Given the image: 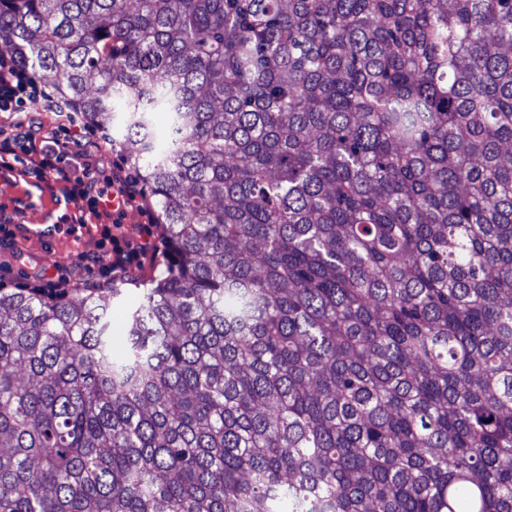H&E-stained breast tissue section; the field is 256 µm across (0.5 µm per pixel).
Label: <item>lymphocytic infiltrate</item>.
<instances>
[{
    "instance_id": "f902f5d3",
    "label": "lymphocytic infiltrate",
    "mask_w": 512,
    "mask_h": 512,
    "mask_svg": "<svg viewBox=\"0 0 512 512\" xmlns=\"http://www.w3.org/2000/svg\"><path fill=\"white\" fill-rule=\"evenodd\" d=\"M35 98L55 113L52 123L28 111V102ZM0 112L15 115L12 129L0 128V174L16 173L38 184L54 182L76 209L69 233L90 223L96 227L97 252L80 258L89 274L87 287L135 275L154 260L158 248L149 233L122 223L127 210L145 206L138 175L105 165V140L47 87L32 81L6 50L0 52Z\"/></svg>"
}]
</instances>
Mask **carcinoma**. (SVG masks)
<instances>
[{"label": "carcinoma", "instance_id": "carcinoma-1", "mask_svg": "<svg viewBox=\"0 0 512 512\" xmlns=\"http://www.w3.org/2000/svg\"><path fill=\"white\" fill-rule=\"evenodd\" d=\"M167 265L0 287V512H512V0H0ZM168 116L167 135L153 114Z\"/></svg>", "mask_w": 512, "mask_h": 512}]
</instances>
